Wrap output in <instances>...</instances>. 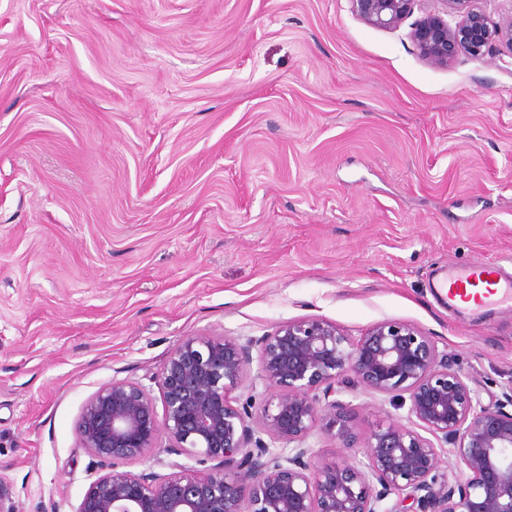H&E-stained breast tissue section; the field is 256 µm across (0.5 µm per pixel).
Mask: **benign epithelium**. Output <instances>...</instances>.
<instances>
[{
  "instance_id": "benign-epithelium-1",
  "label": "benign epithelium",
  "mask_w": 512,
  "mask_h": 512,
  "mask_svg": "<svg viewBox=\"0 0 512 512\" xmlns=\"http://www.w3.org/2000/svg\"><path fill=\"white\" fill-rule=\"evenodd\" d=\"M419 2L350 0L379 29L399 27ZM441 2L410 31L428 63L446 67L462 54L512 46V15L495 20L474 0ZM255 353L257 379L273 393L241 402L232 392ZM346 379L394 403L409 399L412 422L433 439L389 418L363 440V458L314 462L303 443L316 431L341 448L358 441L354 409L331 399ZM157 383L161 417L150 390L135 382L114 381L85 402L80 444L112 471L89 484L75 512H512V394L505 404H480L431 337L407 323L380 322L358 339L317 319L243 342L190 336ZM257 432L296 447L276 453ZM162 433L169 452L214 461L215 472L196 475L183 464L166 475L118 470L156 448ZM448 454L459 469L453 477L442 471ZM0 512H20L2 481Z\"/></svg>"
}]
</instances>
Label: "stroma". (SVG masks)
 Returning <instances> with one entry per match:
<instances>
[{
  "label": "stroma",
  "mask_w": 512,
  "mask_h": 512,
  "mask_svg": "<svg viewBox=\"0 0 512 512\" xmlns=\"http://www.w3.org/2000/svg\"><path fill=\"white\" fill-rule=\"evenodd\" d=\"M349 0H0V479L75 512L87 399L189 336L410 324L482 404L512 309L437 270L512 264V47L445 67ZM367 437L407 408L349 384Z\"/></svg>",
  "instance_id": "stroma-1"
}]
</instances>
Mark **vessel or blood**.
Returning <instances> with one entry per match:
<instances>
[{
	"instance_id": "obj_1",
	"label": "vessel or blood",
	"mask_w": 512,
	"mask_h": 512,
	"mask_svg": "<svg viewBox=\"0 0 512 512\" xmlns=\"http://www.w3.org/2000/svg\"><path fill=\"white\" fill-rule=\"evenodd\" d=\"M443 281L448 288L449 306L468 311L490 302H512V275L500 267L489 268L481 264L465 267L449 266Z\"/></svg>"
}]
</instances>
